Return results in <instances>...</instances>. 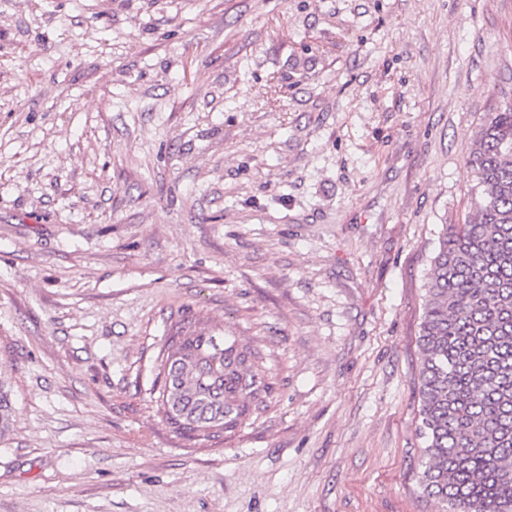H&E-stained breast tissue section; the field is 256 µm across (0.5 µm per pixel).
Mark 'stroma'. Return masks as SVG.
Wrapping results in <instances>:
<instances>
[{
    "instance_id": "1",
    "label": "stroma",
    "mask_w": 512,
    "mask_h": 512,
    "mask_svg": "<svg viewBox=\"0 0 512 512\" xmlns=\"http://www.w3.org/2000/svg\"><path fill=\"white\" fill-rule=\"evenodd\" d=\"M512 0H0V512H449L418 476L442 225ZM276 390L157 412L188 318ZM14 406L11 393L3 381L0 382V438L10 434L14 426Z\"/></svg>"
}]
</instances>
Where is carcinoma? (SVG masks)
Masks as SVG:
<instances>
[{"label": "carcinoma", "mask_w": 512, "mask_h": 512, "mask_svg": "<svg viewBox=\"0 0 512 512\" xmlns=\"http://www.w3.org/2000/svg\"><path fill=\"white\" fill-rule=\"evenodd\" d=\"M473 215L444 224L418 337L422 492L453 512H512V100L479 127ZM157 411L183 436L234 432L273 387L261 351L190 323L167 336ZM14 426L0 382V438Z\"/></svg>", "instance_id": "1"}]
</instances>
